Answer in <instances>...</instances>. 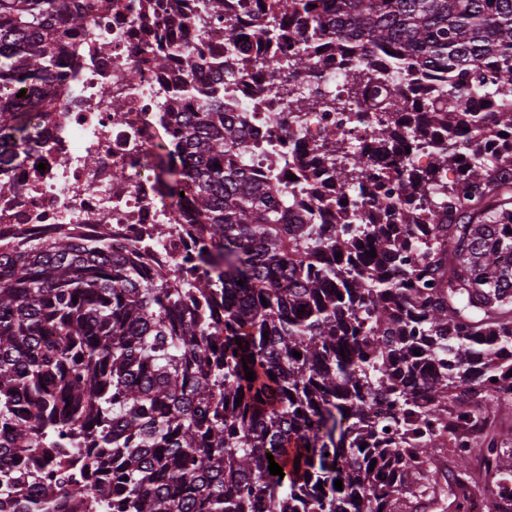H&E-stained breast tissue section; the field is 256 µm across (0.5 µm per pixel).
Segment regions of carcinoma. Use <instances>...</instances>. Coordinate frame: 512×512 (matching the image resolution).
I'll return each mask as SVG.
<instances>
[{"label":"carcinoma","instance_id":"1","mask_svg":"<svg viewBox=\"0 0 512 512\" xmlns=\"http://www.w3.org/2000/svg\"><path fill=\"white\" fill-rule=\"evenodd\" d=\"M224 2L199 0V19L224 16ZM333 2L320 18L316 0H275L264 26L266 44L281 46L288 18L311 20L288 56V111L333 101L358 121L381 112L372 140L407 139L431 167L402 164L388 194L365 149L327 130L319 163L356 208L330 213L334 231L312 224L291 208L293 189L222 165L245 137L224 112V60L201 83L192 48L155 49L161 70L170 51L183 55L170 97L206 112L180 147L158 145L153 166L162 195L191 190L203 272L178 288L172 270L145 281L109 252L106 224L94 240L64 230L0 251V512H76L101 473L119 480L103 512H363L366 500L372 512H417L444 497L461 512L481 481L498 489L494 512H512V154L459 135L476 93L489 101L486 127L512 137V0ZM62 3L0 0V165L34 141L67 45L51 22ZM350 48L343 90L322 96L313 55ZM380 55L391 69L368 98ZM418 71L440 80L410 104L394 83ZM412 110L437 133L420 136ZM395 208L432 238L412 245L363 223L365 209ZM371 250L406 265L408 285L385 282ZM187 305L194 316L177 330L170 314ZM63 444L83 449V477L52 456ZM18 451L49 464L16 468ZM268 453L284 476L270 474Z\"/></svg>","mask_w":512,"mask_h":512}]
</instances>
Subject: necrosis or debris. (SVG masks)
Returning <instances> with one entry per match:
<instances>
[{"instance_id":"4bbe7bcc","label":"necrosis or debris","mask_w":512,"mask_h":512,"mask_svg":"<svg viewBox=\"0 0 512 512\" xmlns=\"http://www.w3.org/2000/svg\"><path fill=\"white\" fill-rule=\"evenodd\" d=\"M170 0H66L54 15L56 29L69 27L71 13L89 16V25L61 60L62 76L52 86L49 115H38L40 142L19 162L0 166V179L15 187L0 197V246L11 249L34 244L52 228L77 227L87 237L101 225L111 227L108 245L137 251L140 269L157 264H182L186 274L197 273L193 261L200 226L188 198L163 196L150 168L155 132L168 142L182 139L180 111L201 122L194 100L170 106L171 79L154 65L155 34H171L175 42L204 38L205 53L220 55L241 66L242 75L225 77L224 109L245 121L246 140L232 163L249 169L261 182L277 179L293 186L295 207L321 212L326 201L339 195L329 173L317 161L315 148L324 130L356 141L370 155L375 173L387 183L398 179L396 162L408 156L423 166L428 158L407 152L405 145L382 147L370 137L369 123L350 122L347 113L321 108L295 122L284 112L281 98L270 88V75L261 68L265 57L259 21L261 11L226 10L223 19L199 24L193 19L195 0H182L188 24L176 25ZM132 68L128 84L112 80L114 72ZM295 155L279 166L277 157ZM155 224L170 225L171 238L150 240Z\"/></svg>"}]
</instances>
